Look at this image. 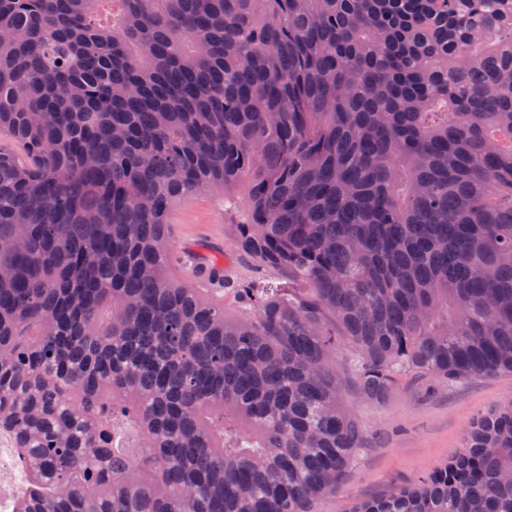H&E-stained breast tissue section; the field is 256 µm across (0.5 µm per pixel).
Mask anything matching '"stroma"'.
Here are the masks:
<instances>
[{
  "label": "stroma",
  "instance_id": "35a3bbf8",
  "mask_svg": "<svg viewBox=\"0 0 512 512\" xmlns=\"http://www.w3.org/2000/svg\"><path fill=\"white\" fill-rule=\"evenodd\" d=\"M172 236L175 256L184 260L219 258L228 273L253 282L287 285L233 245L234 228L224 221V207L198 194L175 207ZM343 403L356 415L365 442L348 468L343 486L325 495L316 512H348L353 501L384 496L425 476L461 452L473 421L512 402V374L474 377L428 394L415 384L385 404L365 399L351 369L343 371Z\"/></svg>",
  "mask_w": 512,
  "mask_h": 512
}]
</instances>
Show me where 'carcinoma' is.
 I'll list each match as a JSON object with an SVG mask.
<instances>
[{
  "mask_svg": "<svg viewBox=\"0 0 512 512\" xmlns=\"http://www.w3.org/2000/svg\"><path fill=\"white\" fill-rule=\"evenodd\" d=\"M199 192L288 287L173 271ZM345 341L377 403L512 372V0H0L17 512H313ZM351 512H512V404Z\"/></svg>",
  "mask_w": 512,
  "mask_h": 512,
  "instance_id": "cac0c4a2",
  "label": "carcinoma"
}]
</instances>
